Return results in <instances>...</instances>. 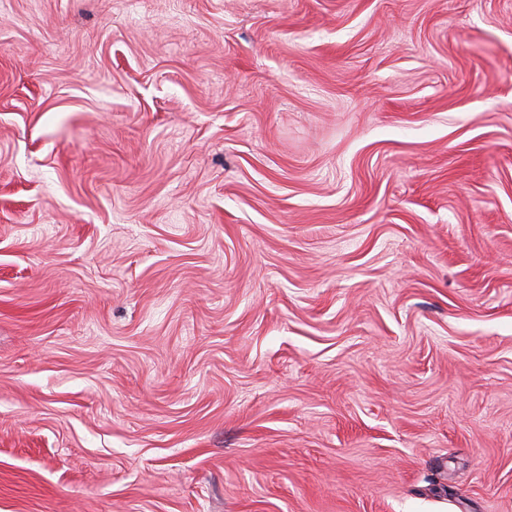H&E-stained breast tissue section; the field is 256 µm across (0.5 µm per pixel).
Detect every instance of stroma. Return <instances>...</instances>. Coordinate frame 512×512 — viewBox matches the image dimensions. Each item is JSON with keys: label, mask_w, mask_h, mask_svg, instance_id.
Segmentation results:
<instances>
[{"label": "stroma", "mask_w": 512, "mask_h": 512, "mask_svg": "<svg viewBox=\"0 0 512 512\" xmlns=\"http://www.w3.org/2000/svg\"><path fill=\"white\" fill-rule=\"evenodd\" d=\"M0 512H512V0H0Z\"/></svg>", "instance_id": "obj_1"}]
</instances>
